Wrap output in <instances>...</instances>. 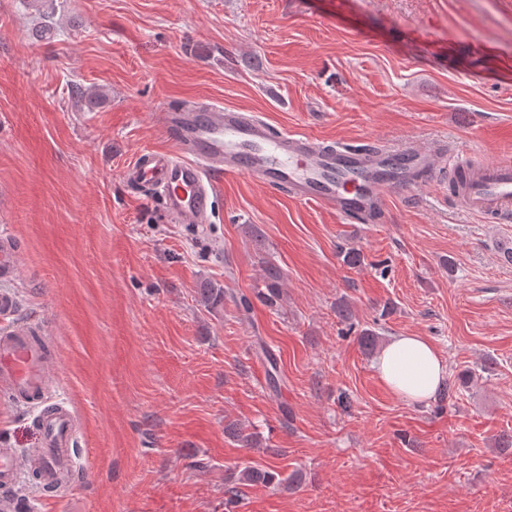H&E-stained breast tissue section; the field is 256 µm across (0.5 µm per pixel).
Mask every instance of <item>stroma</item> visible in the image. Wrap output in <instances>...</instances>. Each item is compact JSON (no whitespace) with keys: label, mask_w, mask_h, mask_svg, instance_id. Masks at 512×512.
Wrapping results in <instances>:
<instances>
[{"label":"stroma","mask_w":512,"mask_h":512,"mask_svg":"<svg viewBox=\"0 0 512 512\" xmlns=\"http://www.w3.org/2000/svg\"><path fill=\"white\" fill-rule=\"evenodd\" d=\"M209 100L355 146L446 138L512 154V0H0V232L20 246L18 319L53 340L52 398L77 417L68 485L32 512H512L511 224L448 177L343 221L247 176L207 232L123 168L171 149L157 115ZM365 261H343L349 249ZM283 271L265 303L267 263ZM224 290L208 309L198 290ZM351 315L340 318L336 307ZM425 337L454 394L391 393L363 353ZM278 386H270V373ZM470 383L459 384L463 373ZM238 422L256 447L229 437ZM39 427L0 404V446ZM255 464L290 486L230 494Z\"/></svg>","instance_id":"1"}]
</instances>
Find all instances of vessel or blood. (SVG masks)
I'll list each match as a JSON object with an SVG mask.
<instances>
[{"label":"vessel or blood","instance_id":"1","mask_svg":"<svg viewBox=\"0 0 512 512\" xmlns=\"http://www.w3.org/2000/svg\"><path fill=\"white\" fill-rule=\"evenodd\" d=\"M174 147L142 150L124 170L125 179L159 193L168 217L205 228L216 210L217 184L227 175H247L292 198L316 204L344 219L381 216L393 188H413L435 169L465 170L472 178L458 197L461 207L484 222H512V158L487 163L475 152L441 143L360 148L320 144L307 134L279 132L256 116L209 102L159 115ZM18 252L11 236L0 235V280L14 279ZM18 300L0 290V402H23L36 411L41 441L26 461L0 448V487L18 484L25 465H34L42 487L57 484L71 465L76 434L72 416L48 394L43 327L17 321Z\"/></svg>","mask_w":512,"mask_h":512}]
</instances>
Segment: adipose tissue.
I'll list each match as a JSON object with an SVG mask.
<instances>
[{
	"mask_svg": "<svg viewBox=\"0 0 512 512\" xmlns=\"http://www.w3.org/2000/svg\"><path fill=\"white\" fill-rule=\"evenodd\" d=\"M373 367L390 391L410 403L427 402L445 386L446 364L420 336H392L376 355Z\"/></svg>",
	"mask_w": 512,
	"mask_h": 512,
	"instance_id": "1",
	"label": "adipose tissue"
}]
</instances>
